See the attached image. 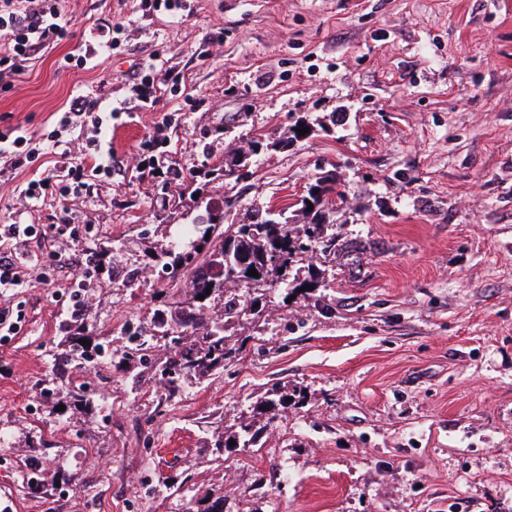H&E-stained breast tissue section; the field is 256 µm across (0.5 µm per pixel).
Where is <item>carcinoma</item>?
Listing matches in <instances>:
<instances>
[{"label":"carcinoma","instance_id":"obj_1","mask_svg":"<svg viewBox=\"0 0 512 512\" xmlns=\"http://www.w3.org/2000/svg\"><path fill=\"white\" fill-rule=\"evenodd\" d=\"M314 187L322 190V198L310 194L300 200L297 215L303 219L301 225L292 223L284 209L279 210L275 219L270 217L269 210L257 209L247 223L215 225L214 240L202 241L208 245L206 253L199 251L192 240L179 248L170 246L161 253L162 260L158 266L169 272L171 286L186 288L183 298L169 303L173 307L170 311L173 323L167 325V329L171 332L169 343L176 347V353L173 360L160 369V376L170 394L180 391L184 375L210 374L238 358L240 349L224 335L225 326L254 307L256 298L251 293L257 288L263 285L288 288L292 280L297 288L305 285L318 287L319 279L316 277L311 281L298 280L302 270L300 264L309 260V254L316 251L325 253L333 246V240L324 235V227L331 206L336 204V200L343 199V194L337 178L326 172L316 179ZM226 242L232 245L244 265L237 269L235 277H224L211 294L200 300L197 280L193 278L194 270L206 260L224 254ZM273 252L279 253L281 259L276 267L265 265L266 255ZM251 269L256 270L258 276L247 275ZM188 327L201 331L198 341L189 345L183 343V336L178 333V329ZM158 330L160 327L156 323L150 331L141 327L127 330L128 345L124 354L146 358L153 340L158 337ZM80 339V332L71 331L65 337L67 360L88 362L92 356L102 353V344L83 346ZM257 437L258 432L253 430V425L242 422L235 434V442L247 448L255 445Z\"/></svg>","mask_w":512,"mask_h":512}]
</instances>
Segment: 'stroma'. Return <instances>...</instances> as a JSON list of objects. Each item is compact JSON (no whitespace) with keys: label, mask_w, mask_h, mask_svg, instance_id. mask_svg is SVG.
Wrapping results in <instances>:
<instances>
[{"label":"stroma","mask_w":512,"mask_h":512,"mask_svg":"<svg viewBox=\"0 0 512 512\" xmlns=\"http://www.w3.org/2000/svg\"><path fill=\"white\" fill-rule=\"evenodd\" d=\"M59 7L72 35L0 91V129L50 132L80 89L113 111L117 156L166 113L172 145L165 178L101 175L73 202L96 233L70 248L101 268L82 308L63 279L0 293L23 310L0 345V512H512V0ZM102 25L117 49L60 68ZM152 55L183 81L128 118L123 77ZM302 120L312 132L288 143ZM252 139L245 180L206 181ZM333 164L336 249L312 259L327 287L258 292L227 330L238 359L169 396L121 352L163 308L156 254L225 200L241 222L294 203ZM31 176L0 177V225L52 223L61 201L32 212L19 196ZM76 325L111 334L114 355L53 381ZM246 417L254 447H215Z\"/></svg>","instance_id":"35a3bbf8"}]
</instances>
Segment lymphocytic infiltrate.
I'll use <instances>...</instances> for the list:
<instances>
[{
  "label": "lymphocytic infiltrate",
  "instance_id": "lymphocytic-infiltrate-1",
  "mask_svg": "<svg viewBox=\"0 0 512 512\" xmlns=\"http://www.w3.org/2000/svg\"><path fill=\"white\" fill-rule=\"evenodd\" d=\"M69 20L63 18L56 0H0V89H10L24 72L25 62L38 53L57 45L69 34ZM84 119L89 136L66 139L58 131L45 134L40 149L29 146L23 127L10 126L0 131V155L8 157L16 171L30 169L39 158H46L45 169L30 179L20 195L30 207H40L46 196L78 198L88 188V175L112 170V141L109 124L99 113L97 98L80 93L69 101L60 123L68 125L71 117ZM169 117L154 124L152 135L133 153L132 172L142 178L161 177L153 162V153L170 144ZM45 231L37 224L0 225V288H30L57 282V272L65 261L60 251H52L50 261H41L30 249L32 242L44 240Z\"/></svg>",
  "mask_w": 512,
  "mask_h": 512
}]
</instances>
